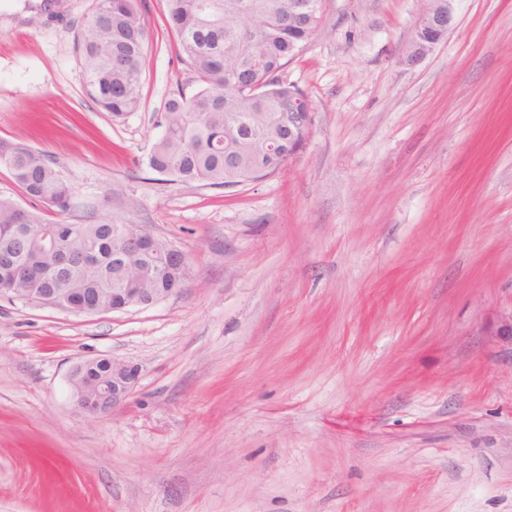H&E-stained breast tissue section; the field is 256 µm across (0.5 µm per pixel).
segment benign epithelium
Masks as SVG:
<instances>
[{
	"label": "benign epithelium",
	"mask_w": 512,
	"mask_h": 512,
	"mask_svg": "<svg viewBox=\"0 0 512 512\" xmlns=\"http://www.w3.org/2000/svg\"><path fill=\"white\" fill-rule=\"evenodd\" d=\"M458 0H424V7L414 22V37L405 62L414 65L425 59L446 38L451 30ZM294 105L305 109L299 114H288V154L295 156L304 146L311 126L310 100L300 97ZM160 239L139 225H129L125 237L123 254L134 257L153 248L160 261L167 266L189 268V259L181 250L169 243L157 249ZM175 294L150 293L135 289L123 299L112 302V310L123 311L134 307H150ZM34 303L65 310L70 313L95 315L100 313L98 302L92 298L71 300L64 288H46ZM139 379L138 366L113 357H95L77 363L69 376L75 410L84 415L105 416L123 405L132 393Z\"/></svg>",
	"instance_id": "obj_1"
}]
</instances>
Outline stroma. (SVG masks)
Listing matches in <instances>:
<instances>
[{"label": "stroma", "instance_id": "obj_1", "mask_svg": "<svg viewBox=\"0 0 512 512\" xmlns=\"http://www.w3.org/2000/svg\"><path fill=\"white\" fill-rule=\"evenodd\" d=\"M32 3L0 0V140L72 183L43 218L142 226L193 275L94 316L0 297V512H512V0H458L414 66L422 0H323L281 74L305 147L226 189L147 165L197 86L164 0L120 118L74 50L93 0ZM102 355L140 379L85 417L69 374Z\"/></svg>", "mask_w": 512, "mask_h": 512}]
</instances>
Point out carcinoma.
<instances>
[{
  "label": "carcinoma",
  "mask_w": 512,
  "mask_h": 512,
  "mask_svg": "<svg viewBox=\"0 0 512 512\" xmlns=\"http://www.w3.org/2000/svg\"><path fill=\"white\" fill-rule=\"evenodd\" d=\"M166 23L177 37L198 84L190 96L178 92L164 103L148 166L162 181L185 186L228 187L265 172L275 175L267 155L290 112L288 83L280 73L314 35L302 0H166ZM149 32L141 0H101L75 35L83 61L87 96L99 109L120 118L141 102L142 72ZM0 165L30 199L62 214L68 211L71 183L46 153L0 141ZM47 230L72 267L66 274L46 253L37 231ZM127 225L47 222L36 210L21 209L0 194V252H9L23 274L8 285L24 298L41 288H68L112 306V291L126 288L127 269L112 251L122 248ZM138 288H169L170 275L135 280Z\"/></svg>",
  "instance_id": "obj_1"
}]
</instances>
